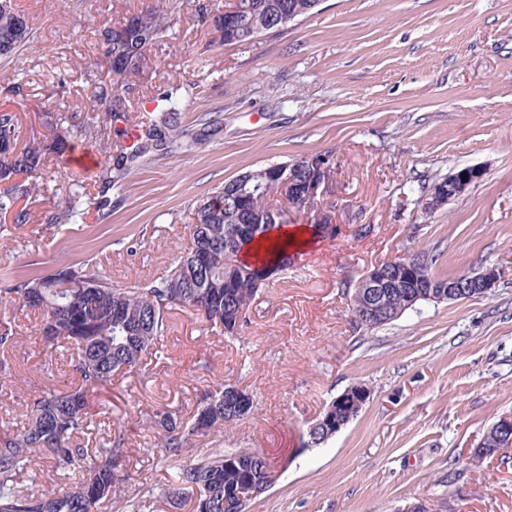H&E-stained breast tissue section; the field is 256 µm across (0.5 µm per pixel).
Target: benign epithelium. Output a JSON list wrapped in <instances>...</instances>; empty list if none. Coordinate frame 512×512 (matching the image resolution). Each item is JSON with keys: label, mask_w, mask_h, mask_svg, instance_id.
<instances>
[{"label": "benign epithelium", "mask_w": 512, "mask_h": 512, "mask_svg": "<svg viewBox=\"0 0 512 512\" xmlns=\"http://www.w3.org/2000/svg\"><path fill=\"white\" fill-rule=\"evenodd\" d=\"M467 180H462V177ZM483 176V171L476 167L462 168L446 178L447 185L439 190H431L429 197L423 199L424 207L430 211L445 205L452 198L463 193L471 183ZM329 181L313 178L303 190L296 192L293 183H288L287 206L271 208L267 211V221L279 224L290 212H314L317 223L329 221V215L323 208L324 197L329 192ZM497 282V273L493 268L479 272H467L444 284L437 283L424 270H413L410 266H390L386 263L375 266L357 282L352 297V312L362 324L379 326L398 318L403 310L420 300H459L477 297L488 293ZM371 390L356 384L347 388L336 397V406H351V411L358 412L370 400ZM331 410L309 427V432L318 438H329L341 431L346 423L341 420L331 421ZM493 442L501 448L512 447V418H502L489 429L482 444Z\"/></svg>", "instance_id": "benign-epithelium-1"}]
</instances>
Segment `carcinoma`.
Wrapping results in <instances>:
<instances>
[{
	"label": "carcinoma",
	"instance_id": "1",
	"mask_svg": "<svg viewBox=\"0 0 512 512\" xmlns=\"http://www.w3.org/2000/svg\"><path fill=\"white\" fill-rule=\"evenodd\" d=\"M315 0H237L236 19L224 23L216 14L215 32L222 45L250 43L262 33L279 30L316 10ZM172 13L159 0L144 14H133L102 34L98 57L110 79L91 80L85 97L86 116L52 111L40 114L51 136H29L19 142V115L0 110V216L13 224H27L32 214L27 201L38 192V180L48 168L49 155L62 157L68 135L78 133L109 144L111 133L123 139L126 131L110 129L112 120L127 119L140 81L152 68L150 49L167 31ZM32 39L24 14L13 0H0V57L9 58ZM165 107L139 124L142 133L128 149L105 151L98 185V208L112 207V183L128 173V162L139 155L164 149L190 136L179 120L180 100L167 91ZM262 189L238 194V178L198 200L189 225L191 246L164 274L129 288H115L96 264H66L54 273L28 275L0 289V303H18L41 314L39 330L54 348L75 351L73 368L79 384L37 397L28 405L26 422L13 434L0 436V512H94L97 504L124 493L116 470L124 458L125 438L117 432L98 458L72 446L73 438L88 428L87 398L91 391L124 369L140 365L147 354L161 357L156 341L166 332L168 313L185 308L200 314L213 328L234 336L242 318L241 300H256L259 288L288 270L290 258L278 243L282 224L265 223V209L288 181L308 179V166L276 163L250 170ZM85 209L76 201L64 208L47 202L40 213L43 224L84 222ZM258 239L274 242L271 255L260 265L246 264L238 254ZM252 407H224V384L206 390L194 414L182 419L177 412L156 413L164 432L163 447L176 456L201 435L219 433L251 412ZM47 453L56 466L79 470L78 481L66 491L54 487L22 494L17 489L21 470L31 465L32 452ZM271 461L262 453L241 449L183 470L180 480L194 485L192 512H236L239 496L262 486L272 474Z\"/></svg>",
	"mask_w": 512,
	"mask_h": 512
}]
</instances>
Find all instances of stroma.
Instances as JSON below:
<instances>
[{
	"instance_id": "35a3bbf8",
	"label": "stroma",
	"mask_w": 512,
	"mask_h": 512,
	"mask_svg": "<svg viewBox=\"0 0 512 512\" xmlns=\"http://www.w3.org/2000/svg\"><path fill=\"white\" fill-rule=\"evenodd\" d=\"M16 3L33 39L0 60V104L18 112L26 138L41 129L39 107L80 109L83 65L104 28L156 0ZM196 5L175 0L130 119L173 85L181 123L198 139L131 162L104 219L95 178L50 167L47 196L62 206L81 196L86 220L0 232V288L82 261L118 287L161 275L190 245L196 200L245 171L316 154L336 169L333 224L320 232L314 214H290L310 240L286 275L260 289L236 336L212 332L196 312H173L161 360L91 392L92 422L76 446L98 454L118 431L128 449L117 472L125 494L103 512H191L181 471L244 448L278 467L249 512H401L418 500L440 512H512V447L478 455L489 428L512 416V0H322L317 13L242 46L216 44ZM11 80L24 97L6 92ZM466 166L482 179L425 211L432 184ZM417 253L437 255L431 272L440 278L492 267L500 279L480 297L424 301L384 326H356V282ZM1 323L18 339L0 383L3 430L31 399L77 377L70 355L39 335L37 314L0 306ZM216 381L246 389L251 414L169 455L153 412L189 417ZM359 383L371 398L358 416L309 445L316 417ZM176 486L177 509L165 498Z\"/></svg>"
}]
</instances>
